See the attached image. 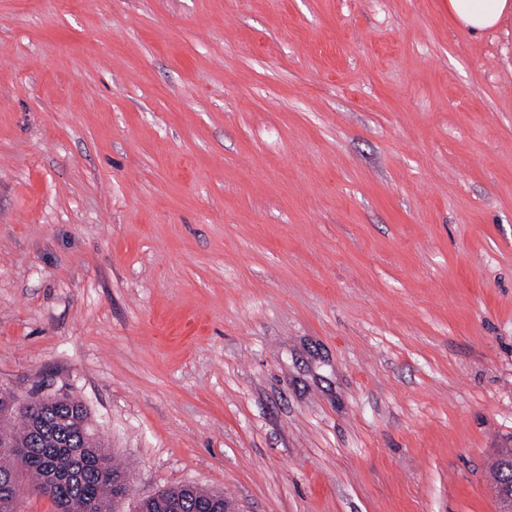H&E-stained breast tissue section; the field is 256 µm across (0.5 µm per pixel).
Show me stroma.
Returning <instances> with one entry per match:
<instances>
[{
    "label": "stroma",
    "mask_w": 512,
    "mask_h": 512,
    "mask_svg": "<svg viewBox=\"0 0 512 512\" xmlns=\"http://www.w3.org/2000/svg\"><path fill=\"white\" fill-rule=\"evenodd\" d=\"M232 512H499L512 19L0 0V389Z\"/></svg>",
    "instance_id": "1"
}]
</instances>
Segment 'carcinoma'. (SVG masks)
Instances as JSON below:
<instances>
[{"mask_svg": "<svg viewBox=\"0 0 512 512\" xmlns=\"http://www.w3.org/2000/svg\"><path fill=\"white\" fill-rule=\"evenodd\" d=\"M31 413L13 410L0 415L5 423L17 420L18 427H0V512H19L23 479L37 494L47 497L56 512H92L97 502L106 512H118L130 492L134 472L117 465L111 452L92 437L90 429L69 436L48 434L37 439L35 418L65 416L71 423L89 421L86 406L67 396L25 399ZM160 501L142 500L139 512H211L213 493L202 488L196 493L183 486L158 492Z\"/></svg>", "mask_w": 512, "mask_h": 512, "instance_id": "cac0c4a2", "label": "carcinoma"}]
</instances>
